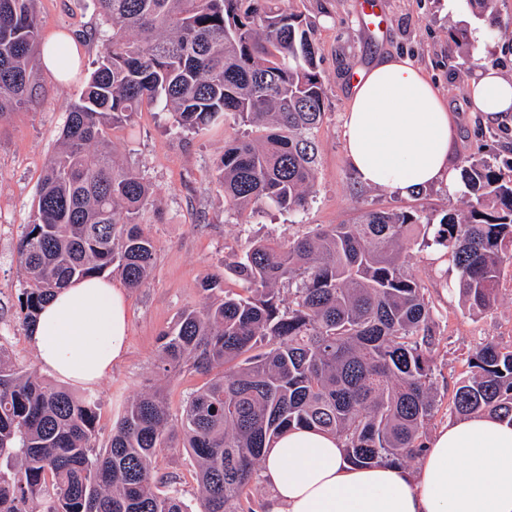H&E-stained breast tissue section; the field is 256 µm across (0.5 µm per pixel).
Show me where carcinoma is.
Returning <instances> with one entry per match:
<instances>
[{
	"label": "carcinoma",
	"instance_id": "obj_1",
	"mask_svg": "<svg viewBox=\"0 0 512 512\" xmlns=\"http://www.w3.org/2000/svg\"><path fill=\"white\" fill-rule=\"evenodd\" d=\"M112 36L71 104L61 147L38 185L16 253L25 275L23 325L75 278L112 271L136 289L156 246L140 224L155 197L116 164L113 128L158 99L173 126L198 133L231 117L258 133L224 144L214 178L248 219L266 206L307 209L316 193L315 131L325 117L313 25L269 0H89ZM493 36L496 0H467ZM35 0H0V120L36 98ZM466 203L438 222L422 210L372 209L288 241L252 242L215 275L206 302L161 334L162 370L189 362L219 373L172 422L163 395L141 392L96 443L100 404L18 366L0 346V512H254L250 490L265 449L285 429L335 436L356 464L406 466L426 448L438 412L435 310L409 271L408 243L440 252L468 309L499 300L512 267V175L461 161ZM288 287V299L281 288ZM451 413L512 424V348L493 341L467 358ZM182 441L197 464V508L155 468Z\"/></svg>",
	"mask_w": 512,
	"mask_h": 512
}]
</instances>
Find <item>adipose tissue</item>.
<instances>
[{
  "instance_id": "adipose-tissue-1",
  "label": "adipose tissue",
  "mask_w": 512,
  "mask_h": 512,
  "mask_svg": "<svg viewBox=\"0 0 512 512\" xmlns=\"http://www.w3.org/2000/svg\"><path fill=\"white\" fill-rule=\"evenodd\" d=\"M469 108L492 121L512 112V80L476 70ZM458 117L411 60L389 55L355 79L344 115L346 158L359 183L406 195L461 185L448 155ZM124 288L104 278L73 281L40 311L31 344L41 366L92 389L128 352ZM263 479L272 512H512V426L487 415L459 419L423 454L416 474L349 463L337 439L295 428L268 448Z\"/></svg>"
}]
</instances>
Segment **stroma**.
Segmentation results:
<instances>
[{
    "label": "stroma",
    "mask_w": 512,
    "mask_h": 512,
    "mask_svg": "<svg viewBox=\"0 0 512 512\" xmlns=\"http://www.w3.org/2000/svg\"><path fill=\"white\" fill-rule=\"evenodd\" d=\"M362 0H274L276 9L307 17L314 25L317 60L324 88L325 118L316 133L319 146L316 195L309 209L291 215L274 208L243 221L217 191L211 174L226 141L240 136L243 126L227 121L199 133L172 128L164 103L143 106L132 120L112 131L118 162L135 169L153 187L157 204L145 210L140 222L157 245L148 283L128 290L130 311L128 356L93 389L101 403L98 442L107 444L112 426L127 401L155 389L163 395L172 416H179L191 392L203 378L191 366L174 377L159 369V338L185 308L204 301L201 281L224 278L228 287L241 283L228 266L251 239L288 240L319 224L352 222L366 209L425 208L435 215L461 208L463 195H449L445 186H431L408 196L359 185L349 167L342 139L352 71L370 68L383 55H403L426 72L449 107L460 116L457 141L449 163L459 167L475 156L504 167L512 161V116L492 122L474 119L467 101L471 69L459 62L458 36L475 43L482 64L512 78V30L482 37V25L467 0H382L386 27L371 32L361 16ZM42 34L63 31L86 46L85 65H92L111 31L82 0H37ZM41 95L36 104L0 123V347L19 365L39 364L22 324L18 295L24 275L16 243L34 208L37 186L58 147L70 104L81 94L86 76L55 79L39 68ZM431 248H413L411 269L426 289L437 316L438 343L432 353L439 411L427 439L451 420L448 402L455 385L467 375V358L482 342L512 346V268H506L497 305L473 313L457 294L444 286L446 266ZM194 462L182 448H169L157 461V476L174 475L188 503L198 495Z\"/></svg>",
    "instance_id": "1"
}]
</instances>
